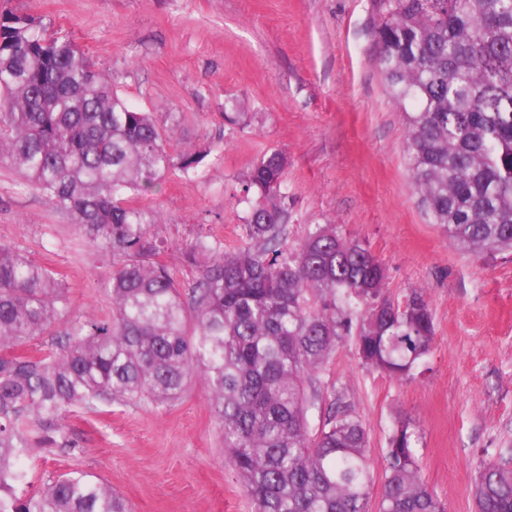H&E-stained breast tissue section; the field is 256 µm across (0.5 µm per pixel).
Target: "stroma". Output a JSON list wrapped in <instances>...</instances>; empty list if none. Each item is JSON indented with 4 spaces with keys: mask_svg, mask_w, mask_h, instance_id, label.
Instances as JSON below:
<instances>
[{
    "mask_svg": "<svg viewBox=\"0 0 512 512\" xmlns=\"http://www.w3.org/2000/svg\"><path fill=\"white\" fill-rule=\"evenodd\" d=\"M5 12L68 36L129 105L152 113L171 150L202 154L190 175L172 170L159 191L132 198L161 212L158 259L178 282L201 275L184 255L196 238L244 246V178L277 149L288 158V245L308 225L335 224L384 263L391 296L425 289L435 338L412 378L364 366L348 336L319 390L363 423L374 477L396 422L410 421L423 482L446 512H475L479 472L512 453V253L478 258L427 216L379 65L378 0H0ZM0 241L55 273L68 318L111 313V255L1 158ZM61 425L76 449L25 457L35 485L77 470L132 512H253L200 376L169 405L103 402L68 410Z\"/></svg>",
    "mask_w": 512,
    "mask_h": 512,
    "instance_id": "35a3bbf8",
    "label": "stroma"
}]
</instances>
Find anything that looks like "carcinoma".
Masks as SVG:
<instances>
[{
  "mask_svg": "<svg viewBox=\"0 0 512 512\" xmlns=\"http://www.w3.org/2000/svg\"><path fill=\"white\" fill-rule=\"evenodd\" d=\"M379 5V62L431 223L476 256L511 250L512 0ZM0 157L117 258L112 315L59 331L65 288L0 242V512H129L119 493L77 472L19 495L32 484L19 462L39 431L43 443L74 451L58 426L68 408L166 405L194 373L255 512H367L368 433L349 406L319 405V375L352 335L365 366L408 378L432 348L434 319L424 290L387 295L384 264L334 224L311 225L296 247H283V152L265 154L247 176L248 243L230 253L217 240L190 244L202 277L183 290L156 260L150 230L161 214L128 197L151 192L173 169L189 174L197 156L171 152L151 113L129 106L68 37L8 13L0 15ZM415 445L410 425L397 423L378 512H445L420 478ZM473 497L476 512H512V458L485 466Z\"/></svg>",
  "mask_w": 512,
  "mask_h": 512,
  "instance_id": "carcinoma-1",
  "label": "carcinoma"
}]
</instances>
